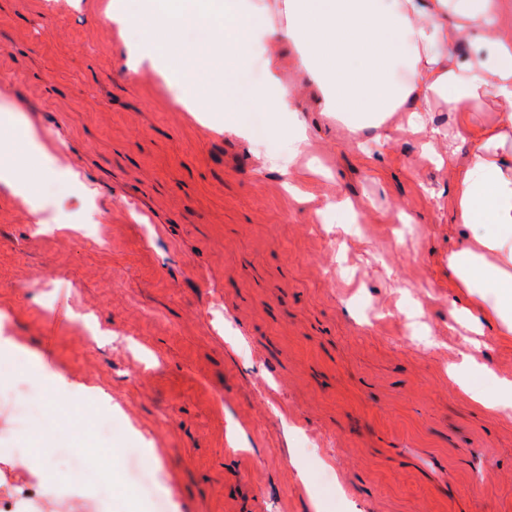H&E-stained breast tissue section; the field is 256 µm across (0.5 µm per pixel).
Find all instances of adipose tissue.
I'll use <instances>...</instances> for the list:
<instances>
[{"mask_svg":"<svg viewBox=\"0 0 512 512\" xmlns=\"http://www.w3.org/2000/svg\"><path fill=\"white\" fill-rule=\"evenodd\" d=\"M501 0H278L277 14L247 0H136L163 40L143 34L130 61L167 75L184 31L201 34L178 76L176 102L242 136V106L288 118V158L309 145L295 115L296 88L311 86L319 111L334 113L351 134L370 131L386 145L394 131L418 134L424 152L452 174L453 221L462 229L448 253L455 288L471 300L455 316L494 323L512 338V36L500 32ZM135 13V14H136ZM270 56L266 83L241 91L238 77L255 52ZM287 67L292 84L280 79ZM400 126H392L393 113ZM452 112L451 128L431 113ZM472 403L512 410V379L492 377L471 355L448 367ZM492 377L494 393L483 380ZM65 428L58 416L38 428L40 512H75L55 487L51 450Z\"/></svg>","mask_w":512,"mask_h":512,"instance_id":"obj_1","label":"adipose tissue"}]
</instances>
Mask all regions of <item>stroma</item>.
I'll return each mask as SVG.
<instances>
[{
  "mask_svg": "<svg viewBox=\"0 0 512 512\" xmlns=\"http://www.w3.org/2000/svg\"><path fill=\"white\" fill-rule=\"evenodd\" d=\"M124 0H0V164L12 127L45 152L25 197L0 188V381L53 382L71 469L108 468L135 512H512V412L448 378V167L412 137L378 147L297 102L322 177L288 194L287 119L244 140L201 125L127 46ZM363 200L367 234L327 199ZM104 413L98 428L84 410ZM0 396V503L23 427ZM97 448L83 451V437ZM310 474L303 486L297 467Z\"/></svg>",
  "mask_w": 512,
  "mask_h": 512,
  "instance_id": "obj_1",
  "label": "stroma"
}]
</instances>
